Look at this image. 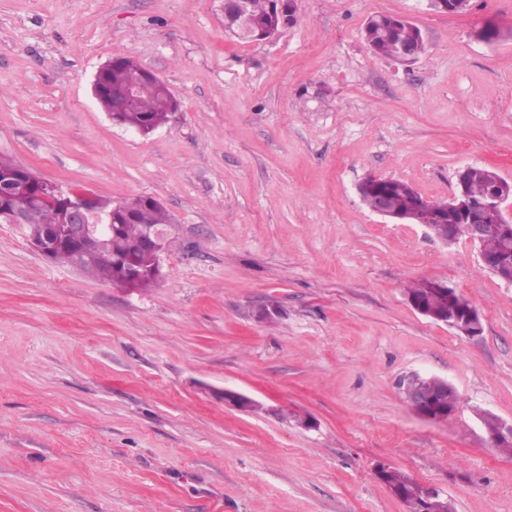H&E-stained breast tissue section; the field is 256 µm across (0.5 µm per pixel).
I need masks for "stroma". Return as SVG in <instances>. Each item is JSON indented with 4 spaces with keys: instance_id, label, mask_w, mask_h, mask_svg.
<instances>
[{
    "instance_id": "35a3bbf8",
    "label": "stroma",
    "mask_w": 512,
    "mask_h": 512,
    "mask_svg": "<svg viewBox=\"0 0 512 512\" xmlns=\"http://www.w3.org/2000/svg\"><path fill=\"white\" fill-rule=\"evenodd\" d=\"M294 7L246 42L224 0H0V156L116 204L152 197L171 222L141 291L0 223V512H407L380 463L456 512H512V457L479 418L512 422V284L470 240L387 222L358 192L371 175L445 201L466 166L512 182V0ZM377 14L418 26L424 52L374 55ZM116 57L178 102L149 135L93 94ZM427 279L477 307L480 339L409 304ZM269 302L279 316L257 320ZM413 373L460 410L415 414Z\"/></svg>"
}]
</instances>
